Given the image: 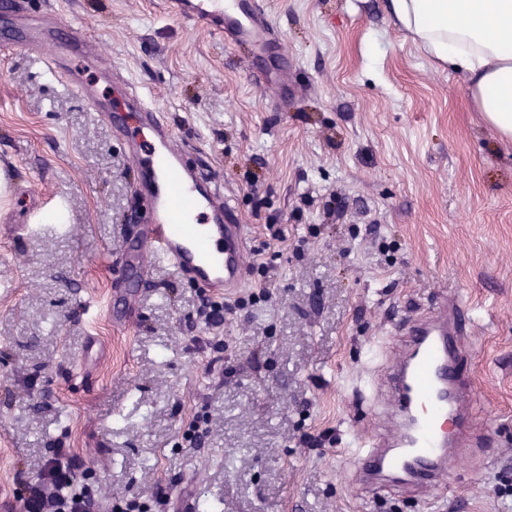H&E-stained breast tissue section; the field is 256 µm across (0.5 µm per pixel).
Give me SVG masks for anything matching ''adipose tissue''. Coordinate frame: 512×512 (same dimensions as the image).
Instances as JSON below:
<instances>
[{
  "instance_id": "ef3b65f1",
  "label": "adipose tissue",
  "mask_w": 512,
  "mask_h": 512,
  "mask_svg": "<svg viewBox=\"0 0 512 512\" xmlns=\"http://www.w3.org/2000/svg\"><path fill=\"white\" fill-rule=\"evenodd\" d=\"M388 7L419 49L465 75L486 126L512 142V0H388Z\"/></svg>"
}]
</instances>
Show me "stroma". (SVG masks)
Returning <instances> with one entry per match:
<instances>
[{
    "label": "stroma",
    "mask_w": 512,
    "mask_h": 512,
    "mask_svg": "<svg viewBox=\"0 0 512 512\" xmlns=\"http://www.w3.org/2000/svg\"><path fill=\"white\" fill-rule=\"evenodd\" d=\"M260 2L280 37L263 81L246 48L166 0H23L29 18L85 31L101 65L80 76L105 105L122 109L124 81L153 103L275 268L269 298L216 327L203 289L157 265L148 285L126 283L134 322L114 323L138 210L128 144L49 70L52 47L0 54V225L42 227L0 237V512H20L59 448L96 512L133 499L148 512L188 499L219 512H512V144L386 0ZM58 211L63 232L47 225ZM441 292L470 313L462 371L482 444L446 484L376 494L350 456L384 426L404 344L392 322ZM197 414L200 447L185 436Z\"/></svg>",
    "instance_id": "obj_1"
}]
</instances>
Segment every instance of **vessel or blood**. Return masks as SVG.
<instances>
[{
	"label": "vessel or blood",
	"instance_id": "vessel-or-blood-1",
	"mask_svg": "<svg viewBox=\"0 0 512 512\" xmlns=\"http://www.w3.org/2000/svg\"><path fill=\"white\" fill-rule=\"evenodd\" d=\"M173 15L237 43L276 48L273 25L258 0H169ZM80 28L55 43L52 66L73 79L70 59L85 54ZM41 28L14 30L0 42L1 52L37 51ZM116 132L132 147L138 169L135 194L147 220L129 239L117 268L116 287L128 273L148 283L160 262L216 297L237 293L248 284L246 225L240 224L214 181L190 167L158 112L137 102L128 122ZM406 350L387 374L390 429L363 442L354 454L361 480L375 489L398 486L421 491L447 479L473 446L470 384L459 370L465 317L447 297H435L426 314L398 321Z\"/></svg>",
	"mask_w": 512,
	"mask_h": 512
}]
</instances>
